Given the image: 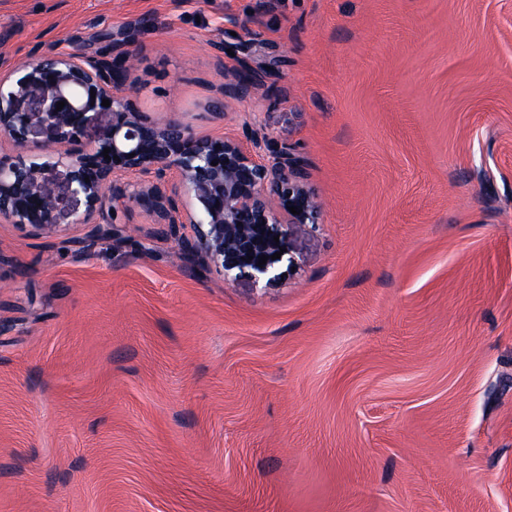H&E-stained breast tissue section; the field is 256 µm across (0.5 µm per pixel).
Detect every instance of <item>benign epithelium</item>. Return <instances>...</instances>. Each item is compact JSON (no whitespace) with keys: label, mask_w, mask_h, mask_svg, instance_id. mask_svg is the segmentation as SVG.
Wrapping results in <instances>:
<instances>
[{"label":"benign epithelium","mask_w":512,"mask_h":512,"mask_svg":"<svg viewBox=\"0 0 512 512\" xmlns=\"http://www.w3.org/2000/svg\"><path fill=\"white\" fill-rule=\"evenodd\" d=\"M131 57L128 41L114 38L110 49L96 56L74 51L41 54L11 66L1 62L0 134L25 152L44 151L51 143L64 147L59 158L68 162V192L86 204L74 223H91L110 187L115 201L152 211L163 224L189 226L192 235L178 237L181 251L220 278L279 282L283 259L270 256L292 250L285 226L315 224L319 215L303 163L286 154L270 163L228 136L198 140L177 118L161 125L146 121L126 95ZM18 72L22 76L13 79ZM259 85L251 71L235 75L224 84L215 115L224 116L230 101ZM30 97L37 98L40 122L53 134L41 145H28L29 113L19 109ZM104 100L110 106L103 107ZM60 101L65 106L58 111ZM103 108L112 113V128L86 148L78 137ZM43 167L22 156L10 163L0 160L1 223L21 225L33 236L56 229L58 198L42 180ZM170 171L175 178L164 185L119 183L123 176L160 179ZM291 206L297 213L290 212ZM264 255L268 259L260 266Z\"/></svg>","instance_id":"7a95c632"}]
</instances>
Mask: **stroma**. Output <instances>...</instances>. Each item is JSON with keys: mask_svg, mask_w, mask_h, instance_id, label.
I'll use <instances>...</instances> for the list:
<instances>
[{"mask_svg": "<svg viewBox=\"0 0 512 512\" xmlns=\"http://www.w3.org/2000/svg\"><path fill=\"white\" fill-rule=\"evenodd\" d=\"M129 32L133 106L299 158L319 222L227 282L47 167L55 232L0 223V512H512V0H0L12 64ZM259 85L260 79L251 71H242L239 74H236L233 81L224 83V87L222 89L224 101L222 99L215 103V115L223 117L224 108L231 100H238L244 97L251 88H256Z\"/></svg>", "mask_w": 512, "mask_h": 512, "instance_id": "1", "label": "stroma"}]
</instances>
